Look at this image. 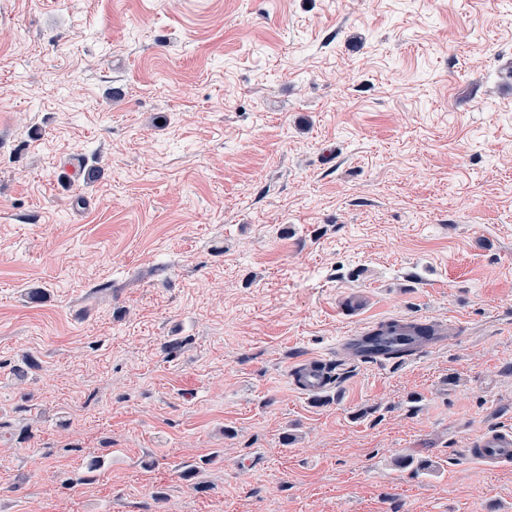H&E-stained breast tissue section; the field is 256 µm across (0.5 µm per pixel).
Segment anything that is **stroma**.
<instances>
[{"mask_svg": "<svg viewBox=\"0 0 512 512\" xmlns=\"http://www.w3.org/2000/svg\"><path fill=\"white\" fill-rule=\"evenodd\" d=\"M507 60L512 0H0V512H512ZM391 317L468 331L339 355ZM407 321L424 328L426 330V336H431L427 340L417 342L413 345L412 350L408 355L402 358H416L417 356L425 353L426 351L433 349L442 343L446 342L450 337L455 334L452 322L443 323L438 321L429 320L426 318H414L408 319ZM375 325L363 326L356 329L351 334L343 336L340 341L338 350L346 351L351 358L358 359L359 361L365 363L378 364L391 359L380 350L366 347L365 338L366 336H369V333L372 331ZM330 362L333 361L313 357L296 364L289 373L292 384L298 390L310 396L323 393L335 382L326 371ZM469 454L488 469L512 464V432H481L473 437L467 448Z\"/></svg>", "mask_w": 512, "mask_h": 512, "instance_id": "stroma-1", "label": "stroma"}]
</instances>
